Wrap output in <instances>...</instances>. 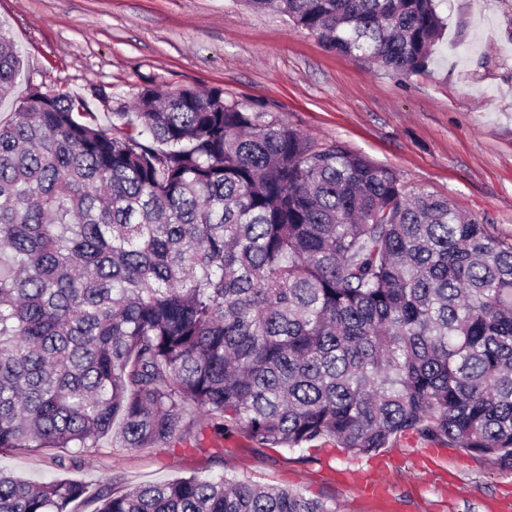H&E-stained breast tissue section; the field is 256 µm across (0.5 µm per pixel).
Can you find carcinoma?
Segmentation results:
<instances>
[{
  "instance_id": "carcinoma-1",
  "label": "carcinoma",
  "mask_w": 512,
  "mask_h": 512,
  "mask_svg": "<svg viewBox=\"0 0 512 512\" xmlns=\"http://www.w3.org/2000/svg\"><path fill=\"white\" fill-rule=\"evenodd\" d=\"M327 50L421 73L439 0H243ZM0 26V101L19 68ZM35 88L0 122V449L85 463L190 439L375 455L412 432L512 469V241L224 89L131 112ZM335 512L190 476L91 493L0 469V512Z\"/></svg>"
}]
</instances>
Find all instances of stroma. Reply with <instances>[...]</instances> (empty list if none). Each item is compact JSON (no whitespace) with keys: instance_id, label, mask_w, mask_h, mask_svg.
<instances>
[{"instance_id":"1","label":"stroma","mask_w":512,"mask_h":512,"mask_svg":"<svg viewBox=\"0 0 512 512\" xmlns=\"http://www.w3.org/2000/svg\"><path fill=\"white\" fill-rule=\"evenodd\" d=\"M438 10L448 37L424 72L405 78L328 51L287 18L246 12L240 0H0V25L21 59L0 117L35 88L116 112L149 84L220 87L267 102L318 142H342L394 168L408 188L448 196L511 239L512 0H441ZM100 88L109 102L97 98ZM187 418L199 437L193 450L106 440L79 470L51 466L53 448L0 453V466L94 489L228 474L300 488L336 512H512V470L411 433L373 457L328 442L258 452L237 434L219 455L206 417ZM368 478L384 484V499L361 491Z\"/></svg>"}]
</instances>
